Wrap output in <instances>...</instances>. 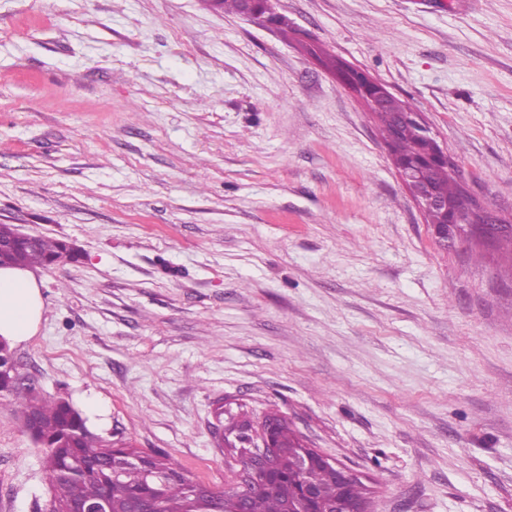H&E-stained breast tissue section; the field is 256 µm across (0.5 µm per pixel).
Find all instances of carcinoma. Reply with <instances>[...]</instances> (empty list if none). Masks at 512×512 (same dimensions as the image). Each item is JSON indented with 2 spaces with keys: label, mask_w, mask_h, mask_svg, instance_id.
I'll list each match as a JSON object with an SVG mask.
<instances>
[{
  "label": "carcinoma",
  "mask_w": 512,
  "mask_h": 512,
  "mask_svg": "<svg viewBox=\"0 0 512 512\" xmlns=\"http://www.w3.org/2000/svg\"><path fill=\"white\" fill-rule=\"evenodd\" d=\"M208 4L216 12L234 13L249 21L273 25L283 37H288V21L273 11L269 0H208ZM410 109L412 106L393 96L378 111L383 140L398 159L425 167L437 196H460L462 186L431 156L426 131L412 120L396 122V113ZM65 246L63 241L41 238L35 246L20 243L16 248L24 265L36 267L50 265ZM2 393L16 396L23 406V428L42 448V463L57 512H69L77 502L102 499L114 512H119L140 492L155 496L159 512H224L241 493L234 482L215 493L199 486L178 460L164 453L145 454L140 462L126 465L114 476V455L124 453L126 448H116L112 440L92 432L86 425L87 419L69 401L42 396L17 381L1 384ZM267 419L276 426L279 480L271 479L264 471L256 473L255 485L246 492L247 512H286L288 480L298 477L323 490L314 512H330L339 497L334 467L312 465L298 470L303 449L299 435L286 417H262Z\"/></svg>",
  "instance_id": "obj_1"
}]
</instances>
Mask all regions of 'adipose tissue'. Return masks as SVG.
I'll list each match as a JSON object with an SVG mask.
<instances>
[{"label":"adipose tissue","instance_id":"obj_1","mask_svg":"<svg viewBox=\"0 0 512 512\" xmlns=\"http://www.w3.org/2000/svg\"><path fill=\"white\" fill-rule=\"evenodd\" d=\"M41 286L31 269L0 268V339L16 345L36 335L44 313Z\"/></svg>","mask_w":512,"mask_h":512}]
</instances>
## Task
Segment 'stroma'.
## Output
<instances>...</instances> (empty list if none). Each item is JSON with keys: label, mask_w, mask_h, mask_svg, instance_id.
Wrapping results in <instances>:
<instances>
[{"label": "stroma", "mask_w": 512, "mask_h": 512, "mask_svg": "<svg viewBox=\"0 0 512 512\" xmlns=\"http://www.w3.org/2000/svg\"><path fill=\"white\" fill-rule=\"evenodd\" d=\"M272 2L294 38L205 0H0V224L81 253L37 268L17 369L215 488L218 413L278 412L374 512H512V252L438 244L305 50L422 112L512 218V0ZM47 497L0 398V512Z\"/></svg>", "instance_id": "1"}]
</instances>
